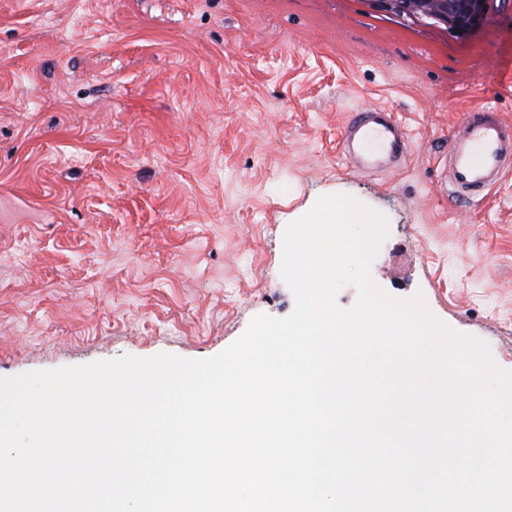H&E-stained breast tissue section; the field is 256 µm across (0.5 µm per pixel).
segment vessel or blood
Listing matches in <instances>:
<instances>
[{
	"label": "vessel or blood",
	"mask_w": 512,
	"mask_h": 512,
	"mask_svg": "<svg viewBox=\"0 0 512 512\" xmlns=\"http://www.w3.org/2000/svg\"><path fill=\"white\" fill-rule=\"evenodd\" d=\"M342 148L358 170L368 171L381 168L385 160L406 158L409 137L405 125L380 105L350 114ZM444 165L452 193L485 196L512 169V122L491 107L471 110L448 142Z\"/></svg>",
	"instance_id": "vessel-or-blood-1"
}]
</instances>
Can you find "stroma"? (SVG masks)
I'll return each instance as SVG.
<instances>
[{
    "mask_svg": "<svg viewBox=\"0 0 512 512\" xmlns=\"http://www.w3.org/2000/svg\"><path fill=\"white\" fill-rule=\"evenodd\" d=\"M375 105L410 149L360 172L342 130ZM479 106L512 120V0L462 39L371 0H0V377L288 316L285 228L332 194L387 216L379 287L512 371V171L441 177Z\"/></svg>",
    "mask_w": 512,
    "mask_h": 512,
    "instance_id": "1",
    "label": "stroma"
}]
</instances>
